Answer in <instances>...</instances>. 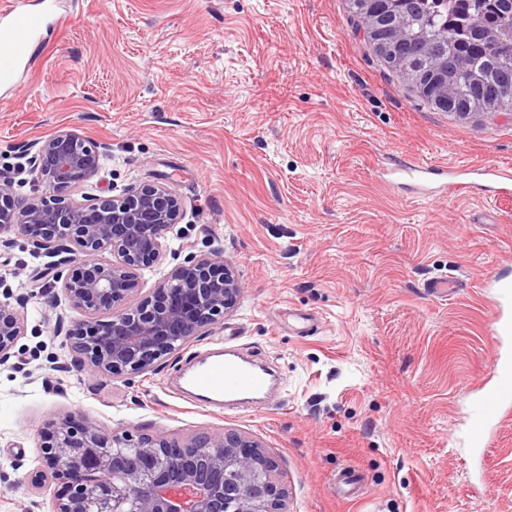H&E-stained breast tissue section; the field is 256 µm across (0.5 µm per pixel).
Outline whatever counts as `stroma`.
Wrapping results in <instances>:
<instances>
[{"instance_id": "stroma-1", "label": "stroma", "mask_w": 512, "mask_h": 512, "mask_svg": "<svg viewBox=\"0 0 512 512\" xmlns=\"http://www.w3.org/2000/svg\"><path fill=\"white\" fill-rule=\"evenodd\" d=\"M58 3L0 89V181L31 198L32 146L76 130L108 150L69 198L160 181L182 202L138 299L216 248L242 290L154 370L94 376L64 347L83 316L51 285L54 255L0 246V300L26 298L0 365V512H50L41 430L70 412L183 442L244 434L276 458L286 512H512V417L488 447L466 439L502 347L485 282L512 262V197L423 199L384 177L411 161L512 167V112L432 108L354 33L346 0ZM436 276L458 292L428 294ZM293 310L317 330L302 334ZM220 341L278 367L280 404L215 413L174 398L185 359ZM343 469L354 493L336 486Z\"/></svg>"}]
</instances>
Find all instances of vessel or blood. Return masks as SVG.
<instances>
[{"label": "vessel or blood", "mask_w": 512, "mask_h": 512, "mask_svg": "<svg viewBox=\"0 0 512 512\" xmlns=\"http://www.w3.org/2000/svg\"><path fill=\"white\" fill-rule=\"evenodd\" d=\"M4 23L0 24V84L14 83L22 62L27 58L31 44L39 36L47 22L42 12H30L21 8L18 0H10L0 9ZM394 174L426 187L437 181L441 191L455 196L469 191L474 179H482L495 185L502 197L512 195V168L490 164L477 168L474 174L464 172H440L432 176L430 167L408 162L396 165ZM493 292L492 325L499 341L512 339V272L501 270L489 279ZM184 384L190 393L191 403L211 407L220 405L223 399L241 394L261 395L269 386L264 371L245 360L237 350L215 348L196 355L188 363ZM512 408V356L503 355L492 366L491 377L484 385L471 411L469 438L472 447L486 443L489 427L500 420L506 410Z\"/></svg>", "instance_id": "b4317fda"}]
</instances>
